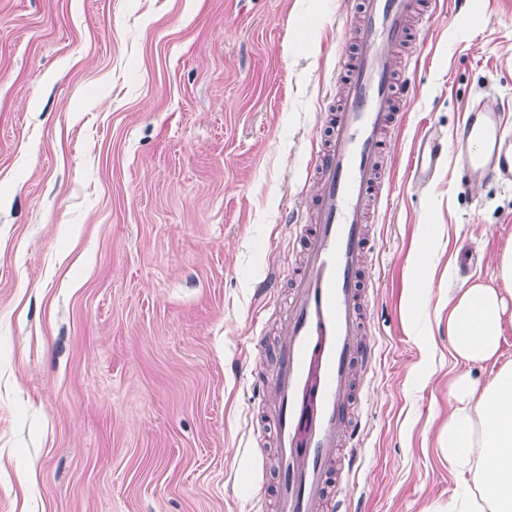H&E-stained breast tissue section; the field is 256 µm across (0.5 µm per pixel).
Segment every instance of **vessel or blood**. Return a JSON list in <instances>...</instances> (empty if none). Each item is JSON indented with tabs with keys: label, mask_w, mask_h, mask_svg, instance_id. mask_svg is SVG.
Segmentation results:
<instances>
[{
	"label": "vessel or blood",
	"mask_w": 512,
	"mask_h": 512,
	"mask_svg": "<svg viewBox=\"0 0 512 512\" xmlns=\"http://www.w3.org/2000/svg\"><path fill=\"white\" fill-rule=\"evenodd\" d=\"M413 0H360L356 50L336 60L344 107L330 126L326 153L316 163L312 216L305 225L302 266L294 280L285 334L262 380L265 414L277 447L273 500L255 512H351L353 473L363 461L362 391L354 369L370 373L378 358L361 307L370 297L364 266L379 244L367 229L372 198L390 157L403 93L393 79L390 47L415 42ZM456 134L461 164L475 180L512 183V134L499 108L471 102ZM446 152L442 136L417 140L414 181L428 185Z\"/></svg>",
	"instance_id": "vessel-or-blood-1"
}]
</instances>
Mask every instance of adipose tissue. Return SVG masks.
<instances>
[{"mask_svg":"<svg viewBox=\"0 0 512 512\" xmlns=\"http://www.w3.org/2000/svg\"><path fill=\"white\" fill-rule=\"evenodd\" d=\"M496 284L471 282L448 293V347L465 364L449 383L454 404L437 435L436 452L459 482L425 512H512V361L501 339L512 324V246L498 256ZM471 364L490 375L471 376Z\"/></svg>","mask_w":512,"mask_h":512,"instance_id":"1","label":"adipose tissue"}]
</instances>
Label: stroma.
I'll return each instance as SVG.
<instances>
[{"instance_id": "stroma-1", "label": "stroma", "mask_w": 512, "mask_h": 512, "mask_svg": "<svg viewBox=\"0 0 512 512\" xmlns=\"http://www.w3.org/2000/svg\"><path fill=\"white\" fill-rule=\"evenodd\" d=\"M352 0H0V512H251L254 453L307 173L340 104ZM394 50L406 91L375 214L365 466L356 512H423L456 479L449 289L495 278L512 184L454 160L411 185L416 138L454 140L486 92L512 133V0H438ZM431 292L406 314L418 232ZM436 328L426 387L413 341Z\"/></svg>"}]
</instances>
